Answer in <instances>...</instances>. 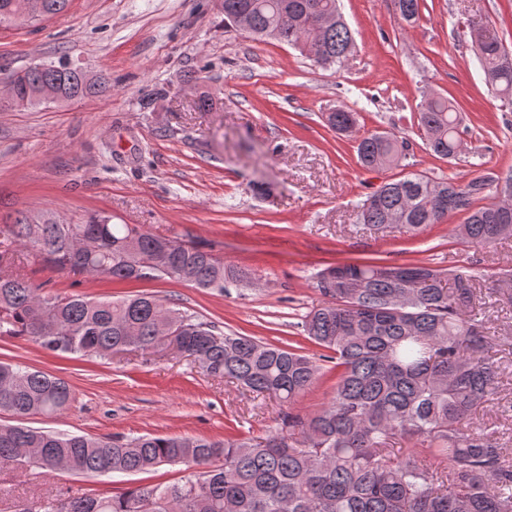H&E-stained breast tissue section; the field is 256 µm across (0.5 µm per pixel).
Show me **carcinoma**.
<instances>
[{
	"mask_svg": "<svg viewBox=\"0 0 512 512\" xmlns=\"http://www.w3.org/2000/svg\"><path fill=\"white\" fill-rule=\"evenodd\" d=\"M73 0H0L4 20L25 14L43 20ZM401 19H419V0H393ZM224 28L249 11L253 37L285 42L322 67L342 66L355 47L339 0H219ZM487 87L512 110V52L495 32L470 33ZM7 93L21 107L43 101L50 86L73 102L106 90L104 75L60 61L54 68L22 69ZM328 125L349 134L356 113L338 108ZM427 148L441 159L457 156L461 119L448 98L428 99L419 112ZM407 144L385 133L358 139L366 169L397 166ZM466 186L410 173L384 183L362 203L360 219L412 234L468 211L463 238L492 245L512 238V209H477L483 194ZM42 224L22 215L7 238L37 251L58 275L85 273L111 281L176 280L224 291L250 285L248 274L227 270L211 251L186 245L158 254L160 238L136 224H114L91 212L66 224L51 211ZM322 303L303 319L304 338L323 350L279 346L226 333L149 293L119 299L62 294L12 269L0 254V336H23L51 354L148 353L167 340L160 318L178 331L177 353L204 361L209 376L294 406L332 363L336 384L317 412L281 413L282 426L258 440L226 435L103 437L0 425V466L36 464L47 473L105 476L182 464L189 474L172 485H146L119 496L67 499V512H512V457L496 432L475 425L477 409L498 389L497 345L479 305L474 275L424 264L348 263L313 278ZM72 398L64 379L23 363H0V410L16 417L57 415ZM421 447L400 456L393 446ZM438 462L432 468L420 453Z\"/></svg>",
	"mask_w": 512,
	"mask_h": 512,
	"instance_id": "1",
	"label": "carcinoma"
}]
</instances>
